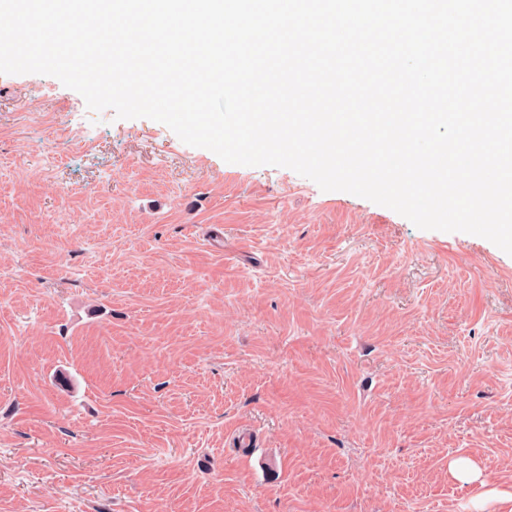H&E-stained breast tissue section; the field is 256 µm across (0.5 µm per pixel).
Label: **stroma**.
<instances>
[{
	"label": "stroma",
	"mask_w": 512,
	"mask_h": 512,
	"mask_svg": "<svg viewBox=\"0 0 512 512\" xmlns=\"http://www.w3.org/2000/svg\"><path fill=\"white\" fill-rule=\"evenodd\" d=\"M485 486L512 491V255L0 74V512H471Z\"/></svg>",
	"instance_id": "35a3bbf8"
}]
</instances>
